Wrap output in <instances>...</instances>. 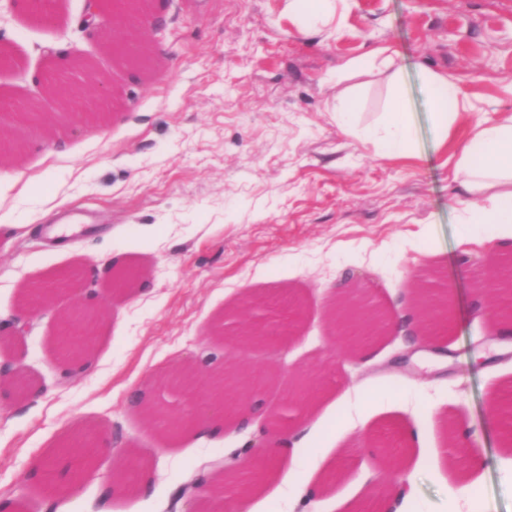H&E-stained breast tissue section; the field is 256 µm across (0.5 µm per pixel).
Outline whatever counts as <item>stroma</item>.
Masks as SVG:
<instances>
[{
	"label": "stroma",
	"mask_w": 512,
	"mask_h": 512,
	"mask_svg": "<svg viewBox=\"0 0 512 512\" xmlns=\"http://www.w3.org/2000/svg\"><path fill=\"white\" fill-rule=\"evenodd\" d=\"M85 0H55L50 18L0 0V139L15 151L0 170L30 175L45 148L69 149L33 197H7L0 215V321L19 314L22 292L58 272L82 270L80 293H56L29 331L0 342V366L27 382L20 400L0 393V500L14 512H180L177 490L210 458L232 459L252 434H187L168 441L126 396L209 343L212 327L248 295H290L305 305L301 338L282 336L228 360L278 368L283 381L251 395L275 408L286 378L321 363L340 404L303 423L297 465L268 507L245 512H338L309 471L347 436L332 493L352 504L415 487L403 512H512V464L489 403L512 378V355L483 358L497 332L474 312L482 258L512 260V240L495 227L455 220L464 197L456 159L471 137L465 121L434 147L424 83L455 81L466 111L497 124L512 116V0H338L333 28L299 27L288 0H142L139 12L104 16V30H81ZM162 13L152 32L145 15ZM64 45L72 84L88 101L73 117L47 95L43 72ZM394 51L405 98L418 119L412 150L382 156L344 134L332 112L354 98L359 128L373 126L392 97L382 63L347 70L373 51ZM393 65V66H394ZM35 103L36 120L17 103ZM66 198L65 208L52 205ZM99 229L58 250L42 234L65 211ZM118 265L140 272L136 288L112 294ZM354 277L392 314L407 310L414 285L451 283L448 366L428 371L404 356L398 334L345 359L327 318L334 290ZM108 315L83 369L64 377L58 321L78 299ZM104 432L89 476L69 494L50 495L29 476L74 428ZM398 448L382 459L371 439ZM144 462L146 493L113 485L124 451ZM479 464L480 479L449 495L452 464Z\"/></svg>",
	"instance_id": "1"
}]
</instances>
